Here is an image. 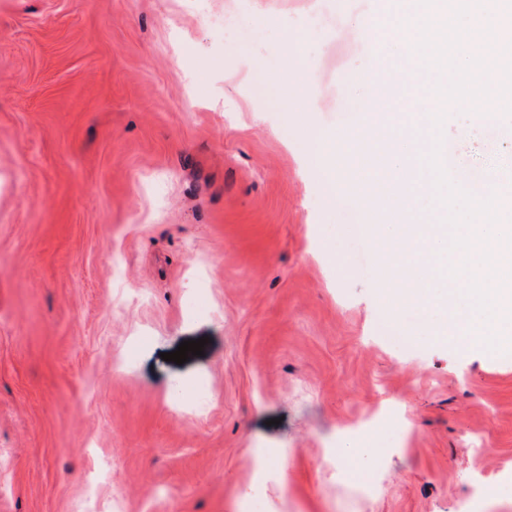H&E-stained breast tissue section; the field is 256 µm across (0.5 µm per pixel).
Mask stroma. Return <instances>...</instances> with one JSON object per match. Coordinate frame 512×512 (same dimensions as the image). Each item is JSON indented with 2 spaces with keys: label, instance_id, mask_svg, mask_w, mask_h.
<instances>
[{
  "label": "stroma",
  "instance_id": "35a3bbf8",
  "mask_svg": "<svg viewBox=\"0 0 512 512\" xmlns=\"http://www.w3.org/2000/svg\"><path fill=\"white\" fill-rule=\"evenodd\" d=\"M374 0H0V512H512V352L437 340L360 227L351 73ZM233 17L249 33L225 36ZM453 179L512 121L448 113ZM411 338L402 355L392 335ZM205 338L183 364L163 353ZM405 449L346 428L383 400ZM380 492L367 497V474Z\"/></svg>",
  "mask_w": 512,
  "mask_h": 512
}]
</instances>
